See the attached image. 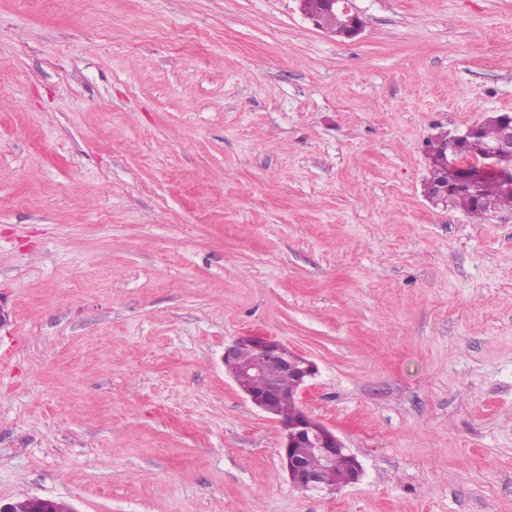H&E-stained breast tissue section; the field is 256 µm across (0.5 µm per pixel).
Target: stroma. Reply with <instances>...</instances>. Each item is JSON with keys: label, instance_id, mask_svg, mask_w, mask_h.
Wrapping results in <instances>:
<instances>
[{"label": "stroma", "instance_id": "obj_1", "mask_svg": "<svg viewBox=\"0 0 512 512\" xmlns=\"http://www.w3.org/2000/svg\"><path fill=\"white\" fill-rule=\"evenodd\" d=\"M0 0V501L512 512V210L426 146L512 113V0ZM312 359L364 469L297 489L224 348ZM323 8L326 10H339L342 14L347 16L348 26L341 36L351 39L359 35L362 31L363 23L358 15L351 14L348 0H326L323 2ZM429 152L428 160L430 165V177L428 179V183L434 186V184L444 177V173L442 170V158L446 156V148L447 144L442 139H438L435 142L430 141L428 144ZM431 185H427V194L430 200L435 203L436 197L433 195V187Z\"/></svg>", "mask_w": 512, "mask_h": 512}]
</instances>
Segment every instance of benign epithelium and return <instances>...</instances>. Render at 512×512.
Returning a JSON list of instances; mask_svg holds the SVG:
<instances>
[{
    "instance_id": "1",
    "label": "benign epithelium",
    "mask_w": 512,
    "mask_h": 512,
    "mask_svg": "<svg viewBox=\"0 0 512 512\" xmlns=\"http://www.w3.org/2000/svg\"><path fill=\"white\" fill-rule=\"evenodd\" d=\"M323 8L338 10L347 16L348 26L343 37L351 39L360 34L363 23L358 15L351 13L349 0H325ZM478 125L450 138L453 144H464L460 151L451 153L447 167L454 181L475 186L488 176L512 180V142L502 143L485 151L470 148V140L476 137ZM248 348L251 356L240 363L231 378L238 390L253 405L271 415H276L273 405L285 401L295 404L291 422L277 419L281 427L280 457L291 484L301 490L319 489L322 481L318 470L311 468L304 460L293 454L292 449L304 443L329 467L336 466V460L343 459L362 477L363 468L357 457L347 452L343 441L327 425L312 417L304 408L309 391V380L317 373L315 363L288 346L268 337L245 335L235 339L224 348V360L235 358L242 348ZM285 373L294 380L293 390L286 394L274 380L263 384L257 378L270 371Z\"/></svg>"
}]
</instances>
